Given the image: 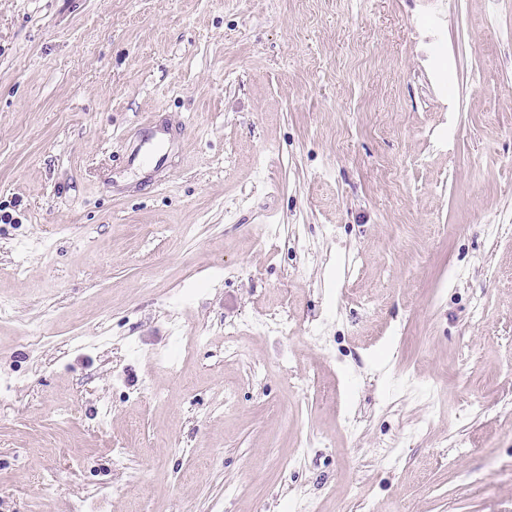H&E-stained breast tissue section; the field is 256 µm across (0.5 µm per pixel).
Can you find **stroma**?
<instances>
[{
    "label": "stroma",
    "instance_id": "stroma-1",
    "mask_svg": "<svg viewBox=\"0 0 512 512\" xmlns=\"http://www.w3.org/2000/svg\"><path fill=\"white\" fill-rule=\"evenodd\" d=\"M0 305V512H512V0H0Z\"/></svg>",
    "mask_w": 512,
    "mask_h": 512
}]
</instances>
